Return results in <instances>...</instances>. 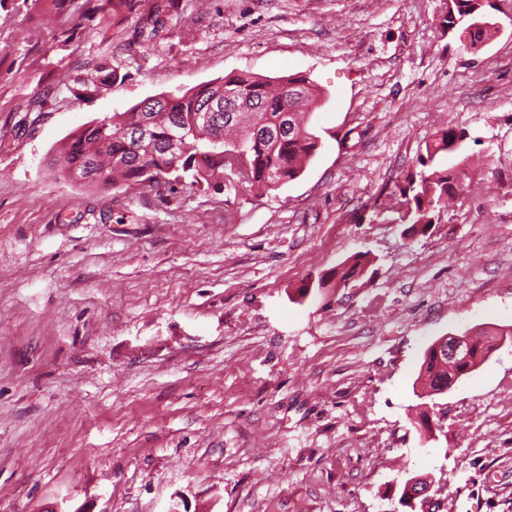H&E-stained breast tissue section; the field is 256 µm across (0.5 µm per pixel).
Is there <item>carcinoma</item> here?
Masks as SVG:
<instances>
[{
	"label": "carcinoma",
	"instance_id": "obj_1",
	"mask_svg": "<svg viewBox=\"0 0 512 512\" xmlns=\"http://www.w3.org/2000/svg\"><path fill=\"white\" fill-rule=\"evenodd\" d=\"M85 0L83 15L97 18L104 27L119 25L139 16L135 43L142 45L159 37L166 25L180 17V0ZM471 0H452V12L461 23H473ZM117 78L111 59L101 61L90 74L66 72L61 82L79 97L91 96ZM321 98L317 87L302 75L279 83L240 72L221 81L178 89L142 100L129 112H115L71 134L53 159V168L65 178L90 186L140 184L175 192L186 186L224 177L225 171L240 183L263 194L297 179L321 146L320 137L309 128V113L298 107L313 106ZM184 135L176 149L166 150L174 127ZM147 129V135L137 131ZM464 138L453 127L435 134L419 157L428 172L420 175L412 196L403 201L408 212V231L424 234L437 213L455 196L462 171L439 162L443 154L459 152ZM368 264L356 254L322 278V288L331 280L346 286ZM484 340H471L464 358L449 363L429 346L424 352L418 380L430 381L429 394L438 395L458 379L484 363L499 336L512 331L482 330Z\"/></svg>",
	"mask_w": 512,
	"mask_h": 512
}]
</instances>
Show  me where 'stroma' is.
I'll return each instance as SVG.
<instances>
[{"label":"stroma","instance_id":"35a3bbf8","mask_svg":"<svg viewBox=\"0 0 512 512\" xmlns=\"http://www.w3.org/2000/svg\"><path fill=\"white\" fill-rule=\"evenodd\" d=\"M83 2L0 0V512H404V473L433 484L415 512H512V342L414 389L434 339L512 328V0L475 52L448 0H180L142 47ZM107 56L95 95L60 84ZM239 72L321 91L322 146L280 188L52 169L79 126ZM443 125L463 189L411 238ZM368 264L366 254L358 253L352 259L342 263L330 276L322 278L318 288H323L331 280L336 279V287L348 285L350 279L361 272Z\"/></svg>","mask_w":512,"mask_h":512}]
</instances>
